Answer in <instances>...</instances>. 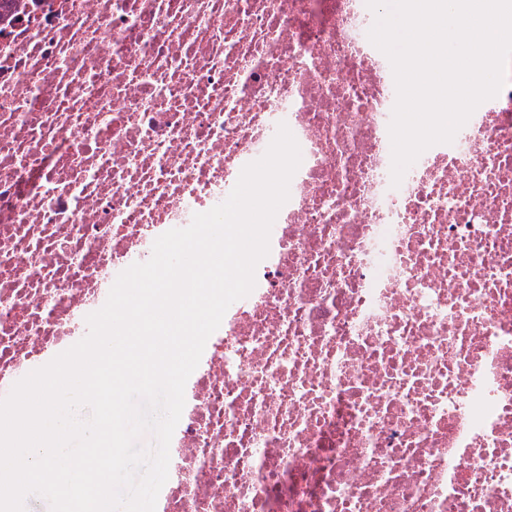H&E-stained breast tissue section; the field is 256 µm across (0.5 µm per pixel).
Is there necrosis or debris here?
<instances>
[{
  "label": "necrosis or debris",
  "instance_id": "obj_1",
  "mask_svg": "<svg viewBox=\"0 0 512 512\" xmlns=\"http://www.w3.org/2000/svg\"><path fill=\"white\" fill-rule=\"evenodd\" d=\"M365 0H11L0 398L157 237L301 150L185 387L157 512H512V64L391 185Z\"/></svg>",
  "mask_w": 512,
  "mask_h": 512
}]
</instances>
